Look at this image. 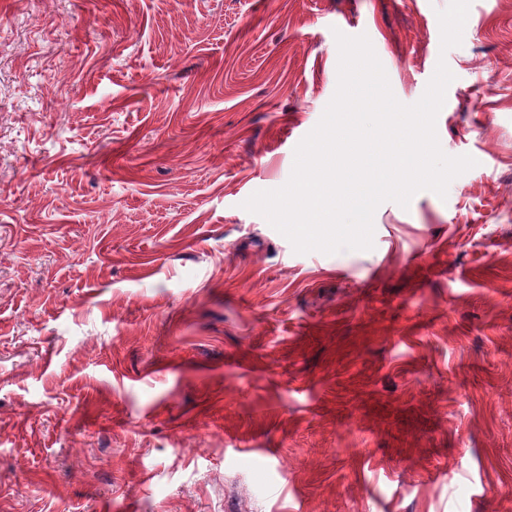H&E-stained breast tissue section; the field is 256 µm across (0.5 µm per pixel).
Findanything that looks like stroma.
Instances as JSON below:
<instances>
[{"label": "stroma", "mask_w": 512, "mask_h": 512, "mask_svg": "<svg viewBox=\"0 0 512 512\" xmlns=\"http://www.w3.org/2000/svg\"><path fill=\"white\" fill-rule=\"evenodd\" d=\"M0 0V512H512V0ZM367 35L475 167L295 253Z\"/></svg>", "instance_id": "1"}]
</instances>
